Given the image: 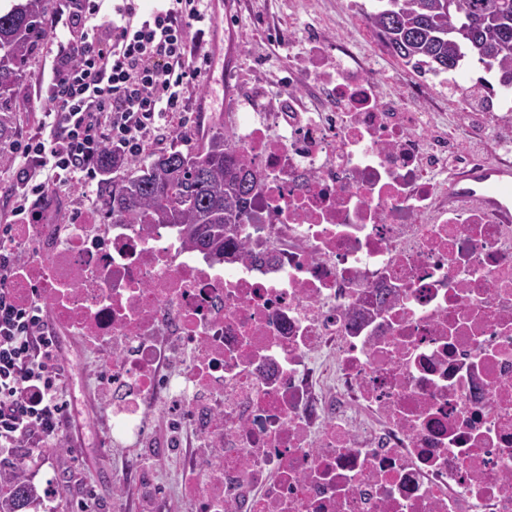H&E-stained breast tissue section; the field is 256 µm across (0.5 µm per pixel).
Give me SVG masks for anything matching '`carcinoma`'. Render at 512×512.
Instances as JSON below:
<instances>
[{
	"label": "carcinoma",
	"instance_id": "obj_1",
	"mask_svg": "<svg viewBox=\"0 0 512 512\" xmlns=\"http://www.w3.org/2000/svg\"><path fill=\"white\" fill-rule=\"evenodd\" d=\"M53 0H19L0 10V144L12 125V102L27 59L44 41L43 18ZM365 19L389 53L419 74L463 70L476 61L512 86V0H370ZM101 208L114 224H170L214 263L236 245L237 228L251 219L258 176L217 121L197 148L143 158L106 152L99 168ZM112 178H106V175ZM34 486L11 476L0 512H29Z\"/></svg>",
	"mask_w": 512,
	"mask_h": 512
}]
</instances>
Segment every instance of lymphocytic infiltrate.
<instances>
[{"mask_svg": "<svg viewBox=\"0 0 512 512\" xmlns=\"http://www.w3.org/2000/svg\"><path fill=\"white\" fill-rule=\"evenodd\" d=\"M39 130L18 145L15 223L0 224V463L22 450L66 448L74 424L70 368L39 298L20 300L18 224H38L50 194L91 183L105 151L141 154L210 62V0H61Z\"/></svg>", "mask_w": 512, "mask_h": 512, "instance_id": "f902f5d3", "label": "lymphocytic infiltrate"}]
</instances>
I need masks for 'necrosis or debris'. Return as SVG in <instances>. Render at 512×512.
I'll list each match as a JSON object with an SVG mask.
<instances>
[{
  "label": "necrosis or debris",
  "instance_id": "4bbe7bcc",
  "mask_svg": "<svg viewBox=\"0 0 512 512\" xmlns=\"http://www.w3.org/2000/svg\"><path fill=\"white\" fill-rule=\"evenodd\" d=\"M313 46L231 132L258 174L234 260L89 213L22 227L18 286L111 339L112 443L178 448L184 512H512V209L456 191L512 167V109L451 74V119ZM112 489L164 497L135 466Z\"/></svg>",
  "mask_w": 512,
  "mask_h": 512
}]
</instances>
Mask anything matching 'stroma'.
Here are the masks:
<instances>
[{"instance_id":"obj_1","label":"stroma","mask_w":512,"mask_h":512,"mask_svg":"<svg viewBox=\"0 0 512 512\" xmlns=\"http://www.w3.org/2000/svg\"><path fill=\"white\" fill-rule=\"evenodd\" d=\"M301 29L305 37L293 48H271L268 31L283 23ZM239 50L233 59L214 64L203 86L193 94L186 114V136L163 133L148 141L145 152L170 148L187 150L195 146L206 127L196 112L199 103H207L213 114L250 112L254 105V84L279 86L288 75L289 57L307 52L311 39L336 33L355 39L359 51L370 52L369 43L359 40L358 26L342 0H241L240 12L233 22ZM50 64L49 46H41L30 57L18 86L16 122L13 137L36 129L45 106L42 74ZM99 184L50 196L49 219L55 224L71 223L79 214L99 209ZM62 350L70 364L69 394L73 402L80 453L71 455L62 448L33 453L24 461L27 477L47 489L40 512H76L75 505L85 486H93L100 497L111 499L112 479L134 449L117 448L106 437L109 430L98 399L101 380V356L92 345L63 340Z\"/></svg>"}]
</instances>
